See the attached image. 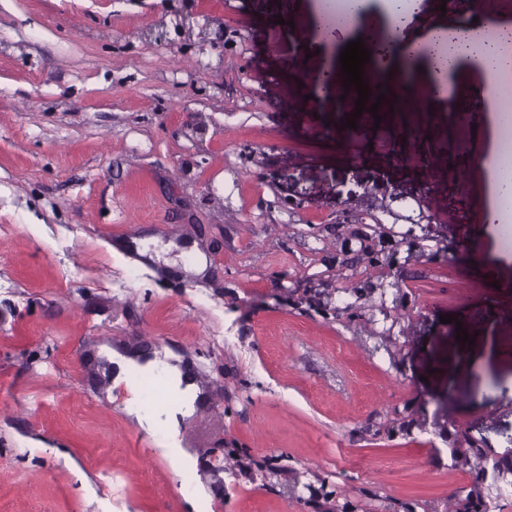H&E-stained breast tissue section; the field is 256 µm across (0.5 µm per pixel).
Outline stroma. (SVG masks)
Listing matches in <instances>:
<instances>
[{"label": "stroma", "instance_id": "1", "mask_svg": "<svg viewBox=\"0 0 512 512\" xmlns=\"http://www.w3.org/2000/svg\"><path fill=\"white\" fill-rule=\"evenodd\" d=\"M277 2L0 0V512H512L492 480L467 497L468 440L512 451L488 172L452 204L447 150L326 137L335 102L297 80L337 48L286 43ZM177 10L223 29L222 68L196 67V29L149 40ZM420 187L431 224L376 231ZM103 346L200 378L189 465L92 373Z\"/></svg>", "mask_w": 512, "mask_h": 512}]
</instances>
